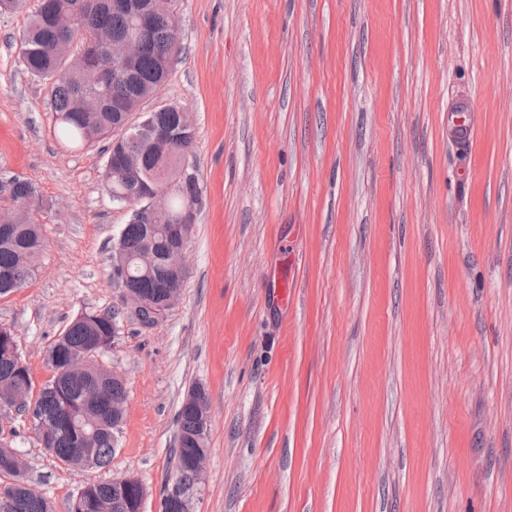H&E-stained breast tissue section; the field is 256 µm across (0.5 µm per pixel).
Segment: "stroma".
<instances>
[{
    "mask_svg": "<svg viewBox=\"0 0 512 512\" xmlns=\"http://www.w3.org/2000/svg\"><path fill=\"white\" fill-rule=\"evenodd\" d=\"M0 12V208L32 183L44 248L0 297L31 376L78 314L117 311L109 465L0 411L53 512L132 477L160 512L178 412L210 398L195 512H512V0H179L162 102L199 180L179 301L142 325L112 250L107 141L68 147Z\"/></svg>",
    "mask_w": 512,
    "mask_h": 512,
    "instance_id": "1",
    "label": "stroma"
}]
</instances>
